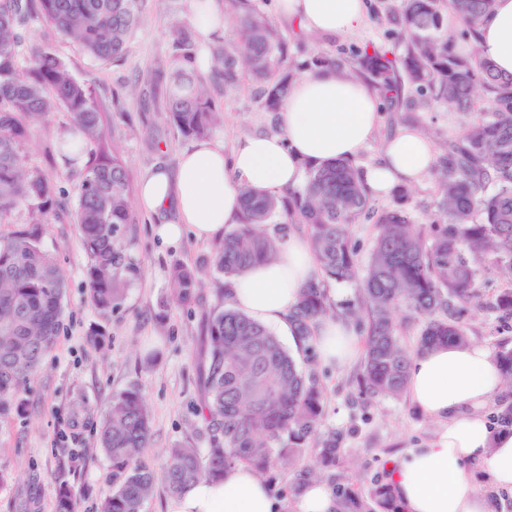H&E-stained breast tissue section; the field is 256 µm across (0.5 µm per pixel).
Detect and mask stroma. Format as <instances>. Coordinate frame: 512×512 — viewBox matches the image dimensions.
Returning a JSON list of instances; mask_svg holds the SVG:
<instances>
[{
  "instance_id": "stroma-1",
  "label": "stroma",
  "mask_w": 512,
  "mask_h": 512,
  "mask_svg": "<svg viewBox=\"0 0 512 512\" xmlns=\"http://www.w3.org/2000/svg\"><path fill=\"white\" fill-rule=\"evenodd\" d=\"M392 2L367 0L362 26L342 39L302 32L278 20L289 44L306 46L305 52H290L289 68H306L319 53L347 52L367 43L391 46L396 32L388 13ZM175 10L190 17L191 0H144L126 54L104 64L92 62L79 45L46 24H36L34 30L68 64L73 77L91 85L103 109L109 142L122 154L134 188L153 167L176 168L180 153L193 144L169 120L167 89L152 76L153 68L170 58L165 29ZM258 90L247 79L225 91L224 119L211 129L208 141L229 149L240 135L278 130L279 116L262 110ZM67 122L62 110L49 123L34 122L24 148L27 163L46 170L62 192V205L46 226L44 246L56 255L66 288L60 335L22 396L23 412L0 417V473L5 476L0 483V512H56L62 482L71 489L77 512H101V493L112 481V462L97 448V434L113 395L129 388L143 394L150 410L148 463L162 467L166 448L177 444L204 445L201 336L207 314L224 295L226 278L203 275L195 300L179 305L171 299L170 270L177 263L203 265L213 244L190 235L172 245L161 244L154 228L160 220H173V213L159 218L133 207L127 253L136 270L124 277L120 304L108 313L96 310L85 291L88 257L75 222L82 165L52 149ZM461 122V115L444 105L431 112L399 105L382 113L376 134L355 162L363 169L378 163L386 141L409 126L420 129L435 151H442L445 142L459 133ZM477 287L484 306L469 315L471 342L491 350L503 342L512 345V317L500 316L491 307L504 287L492 263L483 264ZM94 328L104 333L103 347L88 342ZM278 338L300 366L314 370L321 380L326 391L321 427L335 430L341 448L336 470L352 482L367 488L374 481H387L393 457L434 436L437 423L418 410L408 394L372 401L359 397L358 361L327 366L316 348L300 349L283 332Z\"/></svg>"
}]
</instances>
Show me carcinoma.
I'll return each instance as SVG.
<instances>
[{
    "instance_id": "cac0c4a2",
    "label": "carcinoma",
    "mask_w": 512,
    "mask_h": 512,
    "mask_svg": "<svg viewBox=\"0 0 512 512\" xmlns=\"http://www.w3.org/2000/svg\"><path fill=\"white\" fill-rule=\"evenodd\" d=\"M143 0H0V218L24 209L23 227L0 233V417L19 411L20 394L52 351L64 314L65 276L43 246L45 226L58 206L57 186L43 170L25 165L22 153L30 123L61 108L68 126L55 149L77 160L93 145L80 173L76 222L88 257L85 288L101 312L122 301L120 273L133 270L127 254L131 223L125 163L106 139L102 109L91 86L75 79L66 62L43 41L23 32L39 22L77 42L93 61L121 58L139 22ZM493 0H448L455 18L477 35L479 19ZM235 38L210 48L208 71L196 66L192 28L170 24L176 63L158 67L157 80L170 78L169 119L187 137L203 138L223 106L207 90L224 91L249 75L261 84L267 112L280 110L295 73L288 69V44L260 0H225ZM401 46L373 44L349 56L319 54L312 64L367 79L391 107L415 88L427 110L446 105L466 115L458 135L434 167L437 213L428 237L411 224L409 189L394 191V207L375 210L362 169L349 160L308 167L301 185L281 197L241 188L240 223L224 232L213 249L210 271L239 276L277 259L288 225L308 227L315 277L290 313L300 344L310 345L331 317L362 325L363 356L356 382L371 401L398 397L406 387L410 353L399 336L397 315L419 318L417 350L469 342L466 312L480 306L476 287L480 264L492 260L512 284V74L465 52L446 33L440 0H397ZM373 222L376 237L369 260L359 267L349 227ZM203 271L176 264L171 270L174 299L191 300ZM361 279L354 303L336 310L331 282ZM512 315V287L492 306ZM201 414L206 448L176 445L156 471L143 461L151 418L135 388L113 395L99 431V445L112 460V484L102 512H144L156 484L176 495L202 480L224 475L235 464L265 475L277 462L309 454L293 472L300 493L317 473L336 466V431L319 430L325 394L316 373L301 368L266 326L224 304L207 319ZM494 356L502 385L512 389V347ZM334 512H401L393 486L362 491L342 475L332 481Z\"/></svg>"
}]
</instances>
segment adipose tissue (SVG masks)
Listing matches in <instances>:
<instances>
[{
    "mask_svg": "<svg viewBox=\"0 0 512 512\" xmlns=\"http://www.w3.org/2000/svg\"><path fill=\"white\" fill-rule=\"evenodd\" d=\"M277 14L300 31L336 38L363 22L366 0H275ZM478 47L504 73H512V0H494L479 20ZM378 96L357 79L318 68L293 81L276 133L239 136L232 150L200 141L184 151L175 170L159 167L141 181L138 203L150 214L173 212L157 225L162 242L185 233L201 240L222 235L241 218L240 186L283 191L300 185L305 166L356 157L378 129ZM434 161L431 142L407 127L389 140L380 163L367 169L369 193L421 183ZM315 266L308 241L289 236L276 262L229 281L233 308L266 326L288 328V315ZM320 359L346 365L358 353L351 325L324 321L315 339ZM406 390L426 416L439 423L436 436L409 448L389 467L403 512H494L471 481L466 466L486 465L493 484L512 490V432L492 433L480 413L501 391L492 352L474 343L436 345L416 352ZM264 481L249 467H229L223 479L203 481L170 502L169 512H274Z\"/></svg>",
    "mask_w": 512,
    "mask_h": 512,
    "instance_id": "1",
    "label": "adipose tissue"
}]
</instances>
